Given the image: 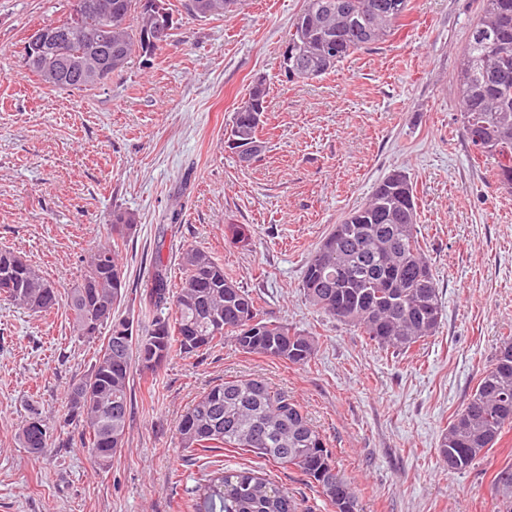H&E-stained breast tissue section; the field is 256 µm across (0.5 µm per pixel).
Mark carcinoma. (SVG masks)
Wrapping results in <instances>:
<instances>
[{
	"label": "carcinoma",
	"instance_id": "carcinoma-1",
	"mask_svg": "<svg viewBox=\"0 0 512 512\" xmlns=\"http://www.w3.org/2000/svg\"><path fill=\"white\" fill-rule=\"evenodd\" d=\"M112 14L92 12L81 41L55 45L27 63L39 80L57 56L71 65L59 71L52 88L83 90L97 85L89 76V46L104 34L112 37V73L121 75L135 54L143 52V35L154 20L142 0H101ZM186 9L195 18L222 16L242 0H195ZM409 0H304L288 37L299 42L293 79L313 80L330 73L354 53L383 41L403 26ZM494 38L469 37L460 52L456 88L462 128L474 153L492 165L493 176L512 189V0H482L472 24ZM265 81L252 82L236 107L224 145L240 161L259 151V131L266 103ZM135 214L112 211L105 242L86 260L80 280L70 289L68 307L76 335L93 340L107 330L89 374L74 380L64 425L80 424L81 442L97 459L108 461L124 446L131 410L130 371L136 364L154 372L175 352L192 354L229 340L245 353H258L307 365L317 344L285 323L263 317L258 301L224 273L210 252L183 249L184 278L171 284L161 255L156 273L139 297L147 324L116 314L126 293L119 248L136 227ZM235 245L247 246L246 224L227 226ZM303 296L315 309L359 329L378 347L405 353L431 336L440 324L442 303L430 259L418 239L417 208L409 176L395 171L382 179L369 200L349 213L308 259L301 281ZM0 294L32 312L48 314L58 291L39 269L9 250H0ZM512 427V338L495 349L493 363L475 393L443 435L439 454L448 470L471 467ZM180 447L202 458L224 448L253 454L298 469L336 509L361 512L358 496L339 473L332 451L309 424L299 403L261 379H235L211 387L182 416ZM36 457L51 452V433L36 412L18 435ZM498 512H512V464L495 475ZM193 494L198 512H299L298 503L251 469L206 471Z\"/></svg>",
	"mask_w": 512,
	"mask_h": 512
}]
</instances>
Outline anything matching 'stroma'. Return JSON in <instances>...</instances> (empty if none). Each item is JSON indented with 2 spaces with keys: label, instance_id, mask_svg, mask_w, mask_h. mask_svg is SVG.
I'll list each match as a JSON object with an SVG mask.
<instances>
[{
  "label": "stroma",
  "instance_id": "stroma-1",
  "mask_svg": "<svg viewBox=\"0 0 512 512\" xmlns=\"http://www.w3.org/2000/svg\"><path fill=\"white\" fill-rule=\"evenodd\" d=\"M174 34L143 64L91 89L47 88L18 51L69 0H0V249L67 293L120 208L138 218L123 251V315L162 256L172 281L187 246L211 252L266 318L313 336L305 366L231 343L132 367L125 444L100 461L64 425L68 388L101 340L76 336L66 303L48 315L0 297V512H191L200 467L176 425L206 389L256 377L288 393L356 488L362 512H497L494 475L512 464V428L469 469L449 471L443 433L512 336V193L462 135L459 53L482 0H410L405 26L307 82L280 52L303 0H244L207 19L170 0ZM269 86L250 164L224 130L252 81ZM413 187L419 239L442 298L434 335L397 354L317 312L300 287L323 238L394 170ZM247 224L245 247L224 236ZM73 439L34 458L17 440L31 413ZM217 464L274 482L303 512H335L294 468L224 451Z\"/></svg>",
  "mask_w": 512,
  "mask_h": 512
}]
</instances>
